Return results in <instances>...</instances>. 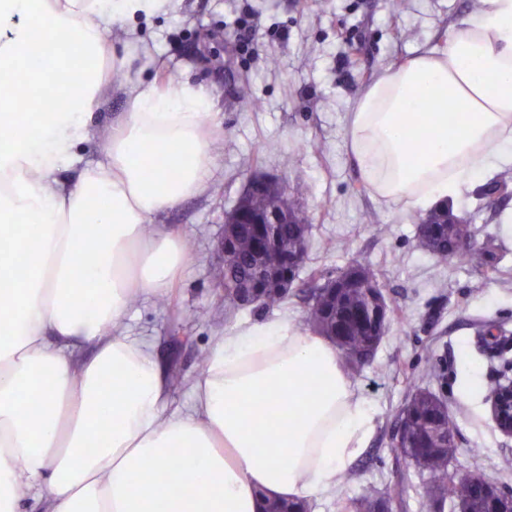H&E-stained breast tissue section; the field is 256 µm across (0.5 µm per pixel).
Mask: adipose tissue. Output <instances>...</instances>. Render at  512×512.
<instances>
[{"instance_id": "1", "label": "adipose tissue", "mask_w": 512, "mask_h": 512, "mask_svg": "<svg viewBox=\"0 0 512 512\" xmlns=\"http://www.w3.org/2000/svg\"><path fill=\"white\" fill-rule=\"evenodd\" d=\"M172 8L0 0V512L29 497L46 512H264L338 487L373 432L336 343L293 318L216 337L185 411L169 410L162 364L122 329L132 298L167 292L183 269V240L147 226L207 186L214 96L137 76L102 29ZM112 66L132 95L99 131ZM95 136L102 158L82 160ZM346 145L373 196L410 210L512 164V0H484L443 44L380 72Z\"/></svg>"}]
</instances>
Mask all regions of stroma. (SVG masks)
<instances>
[{"label":"stroma","instance_id":"35a3bbf8","mask_svg":"<svg viewBox=\"0 0 512 512\" xmlns=\"http://www.w3.org/2000/svg\"><path fill=\"white\" fill-rule=\"evenodd\" d=\"M482 0H179L167 16L139 23L135 65L161 81L187 76L215 97L213 175L206 189L153 218L179 235L189 256L180 282L161 296L139 297L124 322L183 381L174 406L192 403L191 380L212 336L239 320L301 319L312 273L337 274L359 261L379 275L392 311L374 363L356 375L375 428L349 480L309 498L311 512H346L370 486L404 482V512H433L397 448V415L411 390L445 397L456 426L451 469L512 489V438L494 426L486 388L512 379V166L500 171L509 191H464L454 214L471 218L478 244L492 243L497 273L443 263L417 242L420 213L377 201L349 154L344 130L359 96L382 68L443 42L451 27L478 13ZM234 57L226 70L222 58ZM259 106L240 110V97ZM258 173L306 185L311 247L285 304L224 311V216ZM376 221H364L366 213ZM440 364L443 378L430 374Z\"/></svg>","mask_w":512,"mask_h":512}]
</instances>
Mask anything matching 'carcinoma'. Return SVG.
<instances>
[{"instance_id": "carcinoma-1", "label": "carcinoma", "mask_w": 512, "mask_h": 512, "mask_svg": "<svg viewBox=\"0 0 512 512\" xmlns=\"http://www.w3.org/2000/svg\"><path fill=\"white\" fill-rule=\"evenodd\" d=\"M305 194L306 187L301 184L291 190L277 183L268 184L243 193L239 206L257 215L275 206L286 210L291 221L281 225L280 250L303 257L309 245L310 229L301 217ZM451 219L448 208L443 207L420 220L425 229L418 235L419 244L441 262L458 260L484 271L494 261L491 246L476 247L475 228L469 227L464 234ZM231 247L224 264V305L235 306L234 294L256 285L260 286V308L283 305L286 298L279 292L275 262L269 260V253L258 244V225H235ZM316 287L318 279L314 278L310 291L306 292L301 326L336 342L346 369L354 376L364 365L355 353L368 345L380 344L390 328V322L368 316L372 292L379 289L377 273L360 262L352 277L341 279L336 294L319 292ZM399 417L403 430L396 435L398 447L402 455L410 457L427 500L432 504L440 500L447 502L450 512H488L477 475L449 474L448 465L457 450L456 430L444 399L433 391L417 388L410 393ZM377 505L388 512H400L405 506L403 486L372 487L351 502L355 512H374ZM268 512L308 510L303 501L282 500L271 503Z\"/></svg>"}]
</instances>
